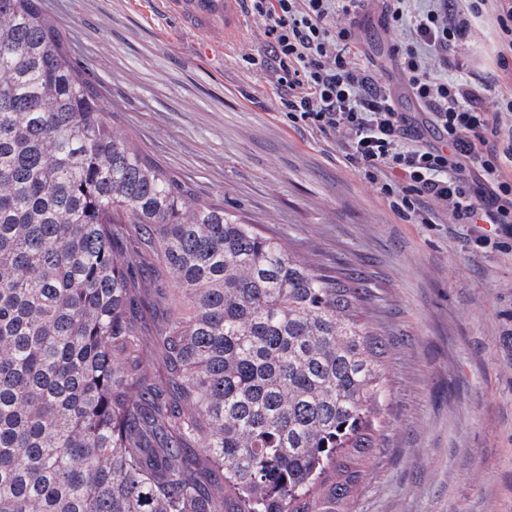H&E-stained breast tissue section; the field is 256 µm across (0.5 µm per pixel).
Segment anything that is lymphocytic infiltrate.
I'll return each instance as SVG.
<instances>
[{"mask_svg":"<svg viewBox=\"0 0 512 512\" xmlns=\"http://www.w3.org/2000/svg\"><path fill=\"white\" fill-rule=\"evenodd\" d=\"M367 0H244L261 31L254 59L294 127L339 138L347 160L414 224H512V97L485 105L483 81L450 80L470 17L493 9L507 40L498 54L512 75V0H381V17L403 33L391 48L428 116L411 127L377 71L355 61V28ZM440 140L431 146L426 134Z\"/></svg>","mask_w":512,"mask_h":512,"instance_id":"1","label":"lymphocytic infiltrate"}]
</instances>
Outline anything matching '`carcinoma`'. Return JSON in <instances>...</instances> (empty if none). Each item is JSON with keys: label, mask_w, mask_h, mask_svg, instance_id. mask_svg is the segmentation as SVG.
Masks as SVG:
<instances>
[{"label": "carcinoma", "mask_w": 512, "mask_h": 512, "mask_svg": "<svg viewBox=\"0 0 512 512\" xmlns=\"http://www.w3.org/2000/svg\"><path fill=\"white\" fill-rule=\"evenodd\" d=\"M102 101L40 0H0V512H353L386 354L361 273L200 198Z\"/></svg>", "instance_id": "cac0c4a2"}]
</instances>
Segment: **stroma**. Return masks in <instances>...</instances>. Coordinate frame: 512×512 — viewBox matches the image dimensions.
<instances>
[{
    "label": "stroma",
    "instance_id": "1",
    "mask_svg": "<svg viewBox=\"0 0 512 512\" xmlns=\"http://www.w3.org/2000/svg\"><path fill=\"white\" fill-rule=\"evenodd\" d=\"M115 126L201 197L275 233L296 255L361 272L388 352L381 451L357 512H512V229L411 224L348 163L337 139L293 130L248 63L244 16L223 43L167 0H42ZM369 6L356 40L399 111L424 114ZM500 33L472 18L452 78L494 68Z\"/></svg>",
    "mask_w": 512,
    "mask_h": 512
}]
</instances>
